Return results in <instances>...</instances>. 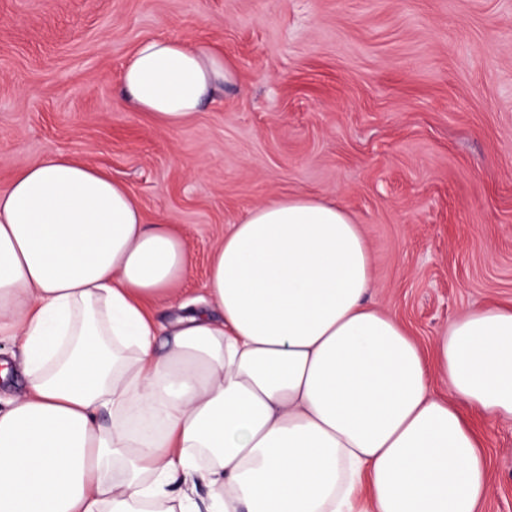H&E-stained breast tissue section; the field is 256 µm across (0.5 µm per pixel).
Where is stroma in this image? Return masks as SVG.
<instances>
[{
  "mask_svg": "<svg viewBox=\"0 0 512 512\" xmlns=\"http://www.w3.org/2000/svg\"><path fill=\"white\" fill-rule=\"evenodd\" d=\"M154 37L220 49L237 72L174 132L120 92ZM58 153L186 236L179 301L255 205L335 201L366 236L372 301L431 355L463 311L512 305V0H0V191ZM473 422L481 512H512V422Z\"/></svg>",
  "mask_w": 512,
  "mask_h": 512,
  "instance_id": "obj_1",
  "label": "stroma"
}]
</instances>
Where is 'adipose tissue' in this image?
I'll use <instances>...</instances> for the list:
<instances>
[{
    "instance_id": "adipose-tissue-1",
    "label": "adipose tissue",
    "mask_w": 512,
    "mask_h": 512,
    "mask_svg": "<svg viewBox=\"0 0 512 512\" xmlns=\"http://www.w3.org/2000/svg\"><path fill=\"white\" fill-rule=\"evenodd\" d=\"M235 82L223 55L173 38L121 73L126 105L163 130ZM188 266L182 236L71 156L0 192V335L25 379L0 409V512H195L199 479L211 512H478L470 416L512 421V309L462 313L427 366L368 300L360 225L305 193L230 225L200 305L160 322Z\"/></svg>"
}]
</instances>
